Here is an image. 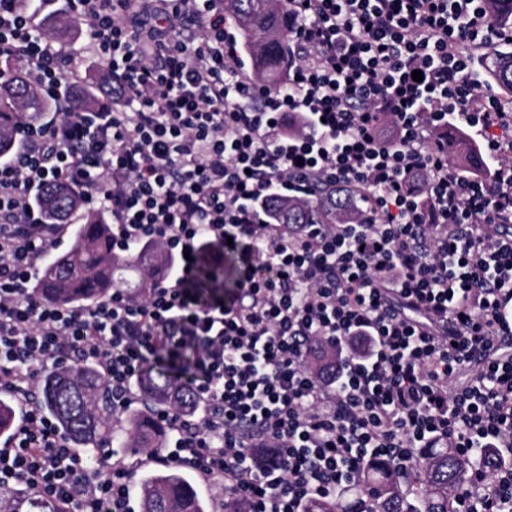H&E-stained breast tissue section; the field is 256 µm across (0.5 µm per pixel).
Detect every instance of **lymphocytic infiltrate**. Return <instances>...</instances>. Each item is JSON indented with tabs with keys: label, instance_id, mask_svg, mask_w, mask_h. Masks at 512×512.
<instances>
[{
	"label": "lymphocytic infiltrate",
	"instance_id": "1",
	"mask_svg": "<svg viewBox=\"0 0 512 512\" xmlns=\"http://www.w3.org/2000/svg\"><path fill=\"white\" fill-rule=\"evenodd\" d=\"M87 22L83 55L24 0H0V60L25 68L55 119L20 124L0 158V384L22 414L0 440V487L46 512H128L135 468L102 470L32 399L47 363L94 364L118 409L150 359L193 348L195 400L157 416L170 446L144 460L191 469L220 512H306L372 457L410 471L447 444L466 459L512 449V99L473 80L512 46L484 0H288V82L260 85L224 28L223 0H60ZM116 91L92 112L68 96L84 56ZM423 74L414 81L413 71ZM455 126L495 167L464 173ZM321 179L363 220L285 224L272 196ZM48 183L112 216V247H165L173 274L87 311L38 301L36 259L67 225L44 218ZM263 242L228 299L200 302L203 243ZM453 512H512V463L471 467Z\"/></svg>",
	"mask_w": 512,
	"mask_h": 512
}]
</instances>
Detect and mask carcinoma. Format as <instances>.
Masks as SVG:
<instances>
[{"mask_svg":"<svg viewBox=\"0 0 512 512\" xmlns=\"http://www.w3.org/2000/svg\"><path fill=\"white\" fill-rule=\"evenodd\" d=\"M486 7L499 25L512 26V0H486ZM224 12L234 21L243 41L251 48V67L268 85L286 84L290 47L288 45V5L286 0H224ZM80 24L70 16H58L51 31L64 37L77 33ZM483 82L499 95L512 98V51L492 50L481 61ZM51 107L25 72L13 69L0 79V157L16 146L17 125L36 121ZM38 204L45 218L56 223L83 209L79 192L66 186L41 189ZM265 210L274 219L288 217L290 224L341 222L353 214L354 204L347 192L319 193L308 199L270 197ZM168 257L158 246L139 248L127 256L112 252V227L100 212L89 213L77 225L71 247L52 257L42 267L31 288L32 296L61 307L87 309L107 299L117 284L147 288L149 283H133L123 277L130 267L158 268ZM235 261L224 258L221 267L205 263L200 268L197 287L204 297L228 294L233 287ZM162 400L151 402L181 409L191 396L183 376L192 371V355L177 363H166ZM105 376L89 364L67 369H48L41 379L40 404L54 418L62 438L74 448H88L95 454L102 448L152 449L165 447L167 429L148 406L127 415L124 426H112L113 406ZM469 471V462L454 448H423L415 464L420 490L409 501L401 491V476L379 459L368 464L357 482L346 486L334 499H314L307 512H351L346 503L355 497L356 512H452L448 492L460 486ZM20 495L0 490V512H20ZM140 512H205L206 502L190 478L175 469L150 471L139 485Z\"/></svg>","mask_w":512,"mask_h":512,"instance_id":"1","label":"carcinoma"}]
</instances>
